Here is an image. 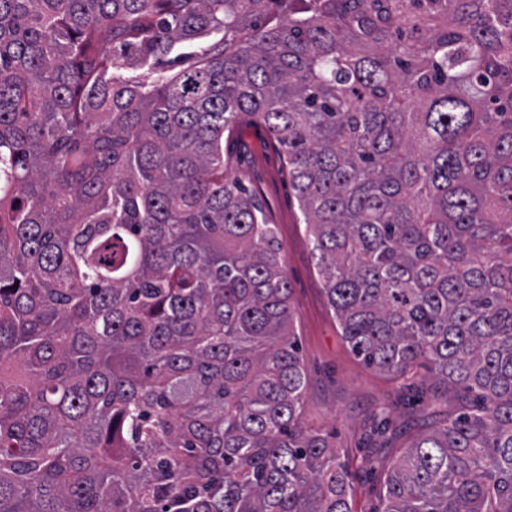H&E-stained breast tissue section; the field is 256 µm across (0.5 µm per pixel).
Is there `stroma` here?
Wrapping results in <instances>:
<instances>
[{"label": "stroma", "instance_id": "stroma-1", "mask_svg": "<svg viewBox=\"0 0 512 512\" xmlns=\"http://www.w3.org/2000/svg\"><path fill=\"white\" fill-rule=\"evenodd\" d=\"M228 176L238 178L267 209L291 284L290 307L308 386L303 421L333 434L355 478L354 512H380V495L396 459L421 434L454 416L459 392L429 385L433 400L415 401L411 391L365 366L341 335L328 305L312 244L288 171L266 131L243 122L228 145Z\"/></svg>", "mask_w": 512, "mask_h": 512}]
</instances>
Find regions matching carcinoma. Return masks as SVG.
Returning <instances> with one entry per match:
<instances>
[{
    "label": "carcinoma",
    "instance_id": "1",
    "mask_svg": "<svg viewBox=\"0 0 512 512\" xmlns=\"http://www.w3.org/2000/svg\"><path fill=\"white\" fill-rule=\"evenodd\" d=\"M242 115L352 352L476 398L381 512H512V0H0V512H353Z\"/></svg>",
    "mask_w": 512,
    "mask_h": 512
}]
</instances>
